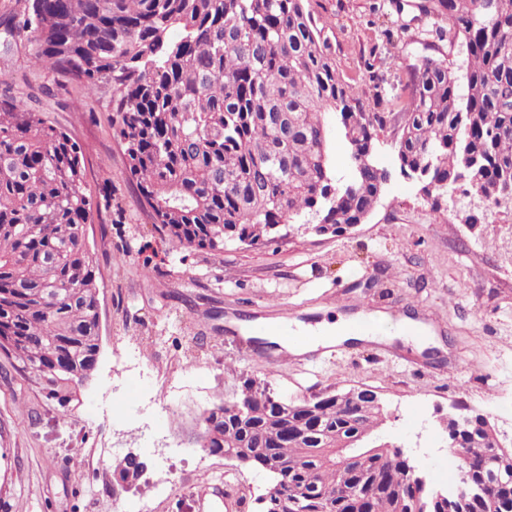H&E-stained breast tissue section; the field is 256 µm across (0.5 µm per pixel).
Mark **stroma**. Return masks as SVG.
Returning a JSON list of instances; mask_svg holds the SVG:
<instances>
[{
  "label": "stroma",
  "mask_w": 512,
  "mask_h": 512,
  "mask_svg": "<svg viewBox=\"0 0 512 512\" xmlns=\"http://www.w3.org/2000/svg\"><path fill=\"white\" fill-rule=\"evenodd\" d=\"M416 0H311L336 69L365 112L409 94L425 55L456 66L467 54L448 22L420 17ZM0 81L24 87L32 110L81 145L84 189L99 206L87 234L100 264L102 345L77 405L61 407L0 354V512H256L270 481L197 444L199 414L248 379L300 400L343 388L374 390L394 417L381 439L404 446L420 473L445 488L441 416L457 402L512 434V205L471 212L437 207L395 159L397 127L376 132L389 173L369 218L318 235L302 230L222 254L189 248L154 224L110 125V97H50L19 36L0 53ZM383 311L427 339L354 341L273 366L252 323L284 317L316 325ZM122 396V407L103 400ZM134 456L141 477L112 492V461Z\"/></svg>",
  "instance_id": "obj_1"
}]
</instances>
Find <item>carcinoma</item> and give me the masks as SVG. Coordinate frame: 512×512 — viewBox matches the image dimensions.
<instances>
[{"label": "carcinoma", "instance_id": "1", "mask_svg": "<svg viewBox=\"0 0 512 512\" xmlns=\"http://www.w3.org/2000/svg\"><path fill=\"white\" fill-rule=\"evenodd\" d=\"M23 7L0 20L8 36L28 32L35 67L56 86L106 91L110 123L126 172L145 209L169 236L195 248L224 250V240H272L269 227L315 217L332 226L356 224L385 178L374 162L375 130L385 113L354 104L308 0H17ZM487 0H420L427 17L448 19L452 39L468 46L465 68L429 56L411 68L410 94L397 112L401 172L423 183L434 200L456 185L481 190L497 205L512 196V0L495 11ZM0 101V352L46 396L78 400L71 373L90 367L98 327L97 278L87 225L98 202L83 189L80 144L47 122L7 87ZM363 172L340 184L330 163L327 115ZM245 412L239 418L236 409ZM273 404L252 382L199 414L221 434L224 458L264 424ZM328 427L351 411L327 394ZM353 416V415H351ZM460 448L483 474L487 429L470 413ZM364 436L355 457L334 448L287 449L268 439L266 456L247 466L265 470L281 454L290 466L271 475L273 512H294L296 490L313 486L309 512H400L408 497L419 512H484L468 497L434 502L413 488L404 461L379 448L384 425L372 406L353 416ZM143 463L112 465L116 487ZM363 501L340 498L342 485Z\"/></svg>", "mask_w": 512, "mask_h": 512}]
</instances>
